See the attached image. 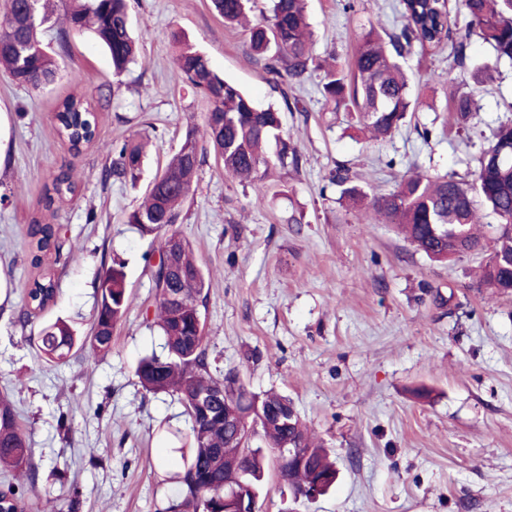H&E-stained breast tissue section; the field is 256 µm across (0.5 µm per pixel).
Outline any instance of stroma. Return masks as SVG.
<instances>
[{"instance_id":"stroma-1","label":"stroma","mask_w":512,"mask_h":512,"mask_svg":"<svg viewBox=\"0 0 512 512\" xmlns=\"http://www.w3.org/2000/svg\"><path fill=\"white\" fill-rule=\"evenodd\" d=\"M393 2L308 0L314 57L351 69L364 30L400 27ZM127 4L139 41L128 71L115 74L89 35L59 45L51 24L42 39L62 51L54 84L23 88L0 69V394L13 402L38 467L27 512L47 498L67 512L75 497L78 512H162L174 493L183 465L160 430H188L189 419L176 397L147 392L134 375L141 356L163 347L150 268L174 232L209 275L202 315L213 334L211 374H236L255 394L289 396L336 463L335 485L314 500L294 499L269 475L261 512H512V297L478 287L483 255L430 261L328 184L339 164L370 198L389 193L414 166L431 175L475 170L496 127L512 119V66L481 87L472 64L493 54L481 40L472 39L461 66L444 49L414 51L404 68L422 107L373 141L355 108L325 110L323 71L293 85L273 79L247 33L224 24L210 0ZM176 31L257 105L281 108L301 165L276 168L258 192L207 156L177 224L144 234L128 214L205 113L174 75ZM145 85L152 95L141 94ZM456 90L483 105L467 131L445 123ZM103 93L111 103L97 112L95 142L71 151L58 132L59 103ZM143 138L149 147L137 181L102 182L113 147ZM63 168L78 190L45 207L48 178ZM36 220L59 231L60 254L45 259L59 286L55 303L24 323V291L38 274L29 235ZM72 252L79 262L68 261ZM115 261L125 266L130 305L111 351L48 361L42 327L60 318L89 335L100 275Z\"/></svg>"}]
</instances>
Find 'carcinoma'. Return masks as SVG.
Listing matches in <instances>:
<instances>
[{"mask_svg":"<svg viewBox=\"0 0 512 512\" xmlns=\"http://www.w3.org/2000/svg\"><path fill=\"white\" fill-rule=\"evenodd\" d=\"M73 7L59 30V44L65 45L71 32H88L108 52L113 71L127 70L137 57L126 0H72ZM259 0H212L224 22L248 28L250 49L265 54L275 49L267 69L275 74L285 70L288 78L299 82L310 69L320 68L312 54L311 32L305 15V0H269V9L258 8ZM467 22L465 29L448 24V0H399L402 26L399 31L380 33L372 27L360 36L354 59L355 78L349 82L336 69L326 72L321 83L324 105L336 112L354 105L359 122L377 137L397 131L410 112L420 108L411 98L408 80L400 59L416 45L436 49L448 45L457 63L467 57L472 36L488 43L497 61L512 63V0H462ZM259 11L265 22L250 24L249 15ZM48 22L46 0H4L0 8V68L14 82L30 89L44 88L56 81L60 64L42 39ZM180 47L174 56L178 76L207 104L203 125L187 127L179 150L163 173L156 177L142 203L129 213L127 223L141 233H150L147 224H175L180 207L188 197L204 154L212 150L223 164L224 172L248 181H260L270 159L282 167L299 168L300 154L290 137L282 134L281 112L273 106L258 108L253 99L236 84L215 72L204 54L186 38H178ZM97 104L77 96L65 99L58 110L60 135L75 150L93 141L97 124ZM482 110L480 99L464 92L450 108L453 123L465 128ZM144 145L125 142L115 148L112 163L100 172L101 180L137 179L143 162ZM472 179L456 173L444 176L405 174L395 189L373 202V210L384 224H394L406 238L435 262H448L486 247L482 232L485 219H495L493 245L479 271V286L498 297L512 295V120L499 124L492 143L477 157ZM341 194L356 202L362 194L351 185L350 170L336 166L329 176ZM76 192L70 172L62 170L51 177L46 204L64 201ZM30 235L36 240L37 254L32 265L41 269L27 292L24 316L39 313L54 302L57 294L55 273L42 266L43 257L59 252L57 236L51 225L34 221ZM182 277L177 280L181 302L173 306L163 292H157L154 322L164 337L165 353L141 357L135 368L140 385L153 393L175 395L189 418V433L165 431L164 440L182 453L183 472L177 477V489L165 512H228L224 502V471L243 465L256 493H261L273 461L271 451L291 439L300 442L304 466L276 469L280 481L292 492L320 480L326 487L336 482V467L322 442L308 430L299 414L288 426L274 419L257 423L256 417L283 403L293 405L286 395L251 393L238 384L234 375L215 378L209 372L206 326L198 325L199 301L204 299L207 276L197 263L188 240L180 238L174 256ZM129 307L126 273L120 262L103 270L100 299L97 303L93 334L80 337L61 320L47 325L39 336L40 349L51 361L66 359L73 349L92 356L112 349V332L120 325ZM229 392L254 409L244 418L252 427L240 437L213 422L201 424L195 415L194 401L201 392ZM263 437L266 447L251 448L252 436ZM0 470L36 481L37 469L32 451L20 429L11 401L0 396Z\"/></svg>","mask_w":512,"mask_h":512,"instance_id":"cac0c4a2","label":"carcinoma"}]
</instances>
